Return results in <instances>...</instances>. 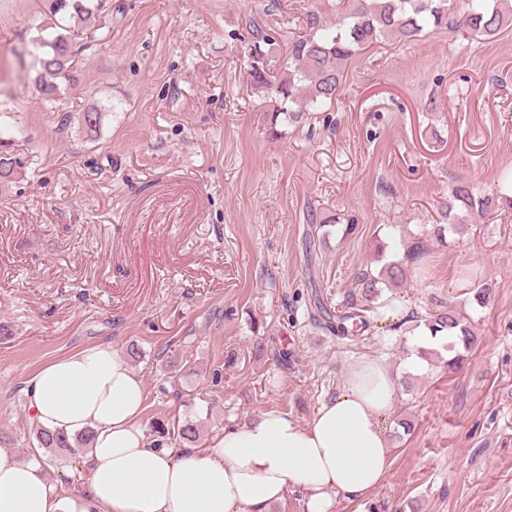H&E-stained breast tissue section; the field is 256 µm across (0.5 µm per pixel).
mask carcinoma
<instances>
[{
	"label": "carcinoma",
	"instance_id": "obj_1",
	"mask_svg": "<svg viewBox=\"0 0 512 512\" xmlns=\"http://www.w3.org/2000/svg\"><path fill=\"white\" fill-rule=\"evenodd\" d=\"M466 8L454 14V0H347L336 25L323 29L317 21L309 30L288 41L273 64L274 52L280 47L276 36L262 29L253 30L247 44V75L253 94L266 103L265 129L278 133L284 124H299L312 112H318L336 100L343 84L346 64L361 51L386 38L398 42L415 40L424 29L452 27L464 33L493 39L512 31V0H464ZM50 22L39 28L36 52L37 66L33 82L49 100L55 101L73 81L78 57L83 48L96 40L100 27L96 19L112 7L106 0H48ZM102 113L97 109L82 114L87 135L95 138ZM0 140V182H9L22 167L21 160L6 149ZM512 207V185L491 195H481L467 181L459 182L452 191L445 218L448 230L459 231L464 215ZM423 241H412L403 247L398 260H385L386 247L375 245L377 273L369 270L357 276L361 301L365 306L351 305V310L338 317L336 335L341 338L359 335L380 319L373 306L380 288L399 286L406 279V267L419 261L426 253ZM433 339L458 338V344H447L448 359L444 368L457 370L476 343V336L467 318L450 303H442L425 318L419 319ZM37 448L57 456L63 452L86 451L93 431L70 436L35 426ZM176 438L182 445L194 446L200 441L198 425L187 420L177 427Z\"/></svg>",
	"mask_w": 512,
	"mask_h": 512
}]
</instances>
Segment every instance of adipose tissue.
I'll list each match as a JSON object with an SVG mask.
<instances>
[{
    "label": "adipose tissue",
    "mask_w": 512,
    "mask_h": 512,
    "mask_svg": "<svg viewBox=\"0 0 512 512\" xmlns=\"http://www.w3.org/2000/svg\"><path fill=\"white\" fill-rule=\"evenodd\" d=\"M396 391L389 366L365 357L307 424L273 409L206 447H159L142 424V378L112 345H91L26 381L34 422L70 435L94 430L86 493L61 495L39 465L0 456V512H268L294 490L307 512H332L335 496L383 481Z\"/></svg>",
    "instance_id": "1"
}]
</instances>
